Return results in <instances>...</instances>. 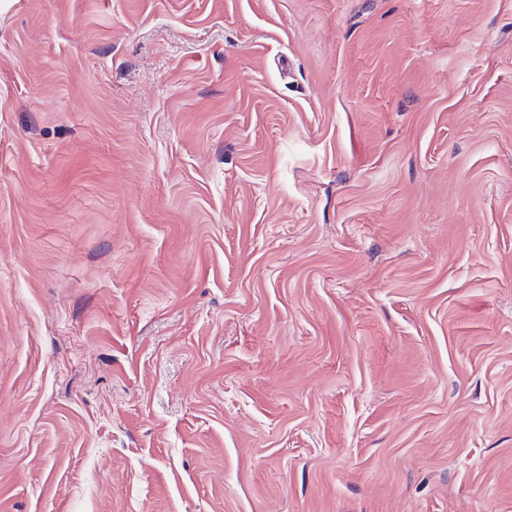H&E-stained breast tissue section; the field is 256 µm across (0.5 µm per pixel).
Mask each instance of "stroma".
<instances>
[{
    "label": "stroma",
    "instance_id": "obj_1",
    "mask_svg": "<svg viewBox=\"0 0 512 512\" xmlns=\"http://www.w3.org/2000/svg\"><path fill=\"white\" fill-rule=\"evenodd\" d=\"M0 512H512V0H11Z\"/></svg>",
    "mask_w": 512,
    "mask_h": 512
}]
</instances>
